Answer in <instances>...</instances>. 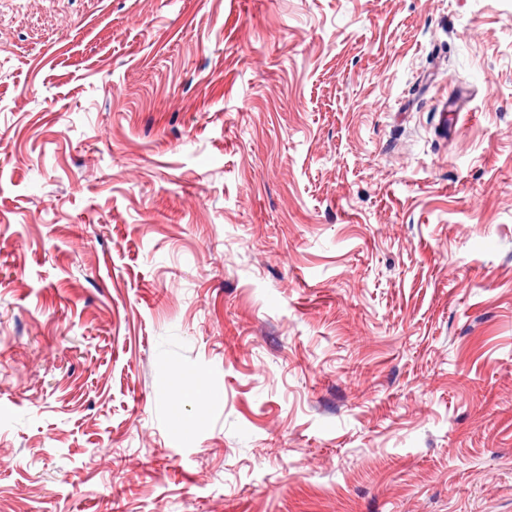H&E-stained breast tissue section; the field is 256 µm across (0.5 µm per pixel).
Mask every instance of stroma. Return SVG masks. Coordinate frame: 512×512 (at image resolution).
<instances>
[{"label":"stroma","mask_w":512,"mask_h":512,"mask_svg":"<svg viewBox=\"0 0 512 512\" xmlns=\"http://www.w3.org/2000/svg\"><path fill=\"white\" fill-rule=\"evenodd\" d=\"M0 512H512V0H0Z\"/></svg>","instance_id":"stroma-1"}]
</instances>
